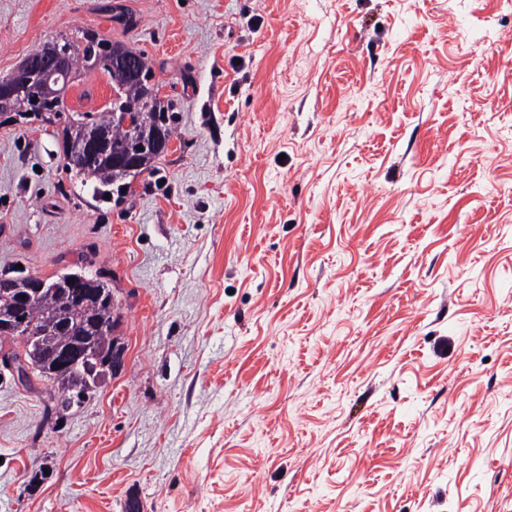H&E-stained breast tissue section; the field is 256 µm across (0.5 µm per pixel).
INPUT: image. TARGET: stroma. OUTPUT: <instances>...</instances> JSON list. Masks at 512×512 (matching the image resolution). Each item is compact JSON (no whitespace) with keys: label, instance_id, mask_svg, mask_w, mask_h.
Returning a JSON list of instances; mask_svg holds the SVG:
<instances>
[{"label":"stroma","instance_id":"obj_1","mask_svg":"<svg viewBox=\"0 0 512 512\" xmlns=\"http://www.w3.org/2000/svg\"><path fill=\"white\" fill-rule=\"evenodd\" d=\"M82 30L172 134L105 203L0 126V272L103 274L123 349L64 412L0 361V512H512V5L0 0V74Z\"/></svg>","mask_w":512,"mask_h":512}]
</instances>
